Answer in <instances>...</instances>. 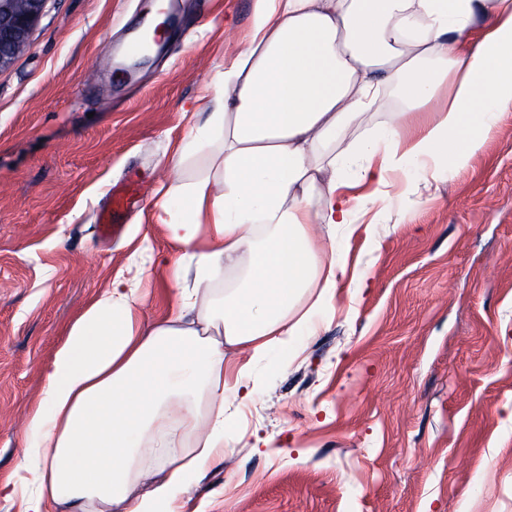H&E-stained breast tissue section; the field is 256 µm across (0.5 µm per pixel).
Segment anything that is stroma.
Masks as SVG:
<instances>
[{"label": "stroma", "mask_w": 512, "mask_h": 512, "mask_svg": "<svg viewBox=\"0 0 512 512\" xmlns=\"http://www.w3.org/2000/svg\"><path fill=\"white\" fill-rule=\"evenodd\" d=\"M162 53L115 86L104 63L154 0H47L0 68V482L43 367L136 247L176 250L155 204L207 171L179 148L224 92L251 0H179ZM143 189L109 241L113 184ZM367 211L337 227L349 277L288 353L226 396L224 458L178 512H512V113L464 170L425 162L391 185L350 173ZM145 323L173 308L169 269L138 285Z\"/></svg>", "instance_id": "obj_1"}]
</instances>
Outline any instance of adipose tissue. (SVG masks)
<instances>
[{
  "instance_id": "ef3b65f1",
  "label": "adipose tissue",
  "mask_w": 512,
  "mask_h": 512,
  "mask_svg": "<svg viewBox=\"0 0 512 512\" xmlns=\"http://www.w3.org/2000/svg\"><path fill=\"white\" fill-rule=\"evenodd\" d=\"M222 80L179 155L207 151L208 174L179 186L184 218L165 199L154 213L180 249L173 313L143 325L137 249L70 325L0 484L20 512H176L177 491L224 456L225 394L254 391L248 365L225 379L226 355L256 362L287 348L336 297L347 264L311 227L363 211L342 191L343 168L383 186L424 161L464 169L512 109V0H252ZM389 85L406 98L402 119L361 135ZM223 271L243 280L217 296L209 283Z\"/></svg>"
}]
</instances>
